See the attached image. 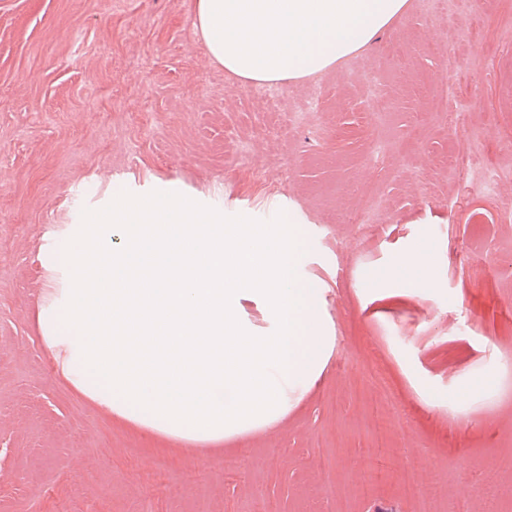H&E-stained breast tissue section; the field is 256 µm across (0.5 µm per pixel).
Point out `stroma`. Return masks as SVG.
Here are the masks:
<instances>
[{
	"label": "stroma",
	"mask_w": 512,
	"mask_h": 512,
	"mask_svg": "<svg viewBox=\"0 0 512 512\" xmlns=\"http://www.w3.org/2000/svg\"><path fill=\"white\" fill-rule=\"evenodd\" d=\"M193 4L0 0V512H412L408 472L442 486L439 512H512L487 494L512 489L498 465L512 454V0H409L369 47L269 106L208 55ZM442 82L465 126L433 111ZM458 144L471 169L441 170ZM168 186L224 225L281 206L336 336L286 417L202 457L67 388L35 321L44 236ZM367 191L380 206L362 232L349 218ZM424 244L433 282L364 291ZM485 372L492 387L460 399L461 376ZM326 462L336 499L317 506Z\"/></svg>",
	"instance_id": "stroma-1"
}]
</instances>
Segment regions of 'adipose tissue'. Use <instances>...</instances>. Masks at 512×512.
<instances>
[{"instance_id": "adipose-tissue-1", "label": "adipose tissue", "mask_w": 512, "mask_h": 512, "mask_svg": "<svg viewBox=\"0 0 512 512\" xmlns=\"http://www.w3.org/2000/svg\"><path fill=\"white\" fill-rule=\"evenodd\" d=\"M408 0H195L205 48L259 84L317 75L369 46ZM295 225L220 224L193 202L131 196L51 233L36 314L59 379L139 429L197 449L284 418L335 338L320 284L299 281ZM270 324L256 331L243 301Z\"/></svg>"}]
</instances>
